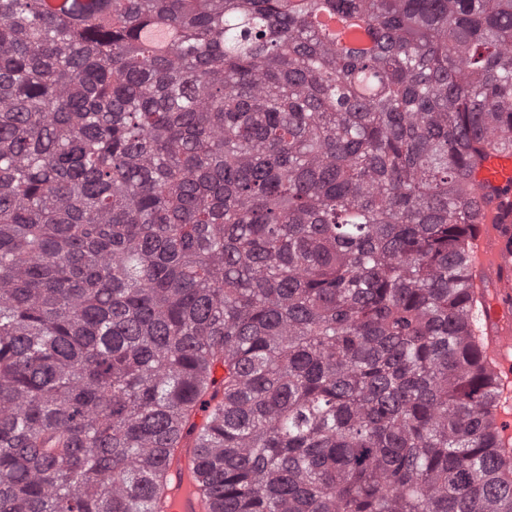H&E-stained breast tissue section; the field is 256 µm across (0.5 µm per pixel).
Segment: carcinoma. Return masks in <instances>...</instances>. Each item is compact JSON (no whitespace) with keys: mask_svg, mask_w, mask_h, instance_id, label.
<instances>
[{"mask_svg":"<svg viewBox=\"0 0 512 512\" xmlns=\"http://www.w3.org/2000/svg\"><path fill=\"white\" fill-rule=\"evenodd\" d=\"M506 149L512 0H0V512H156L185 430L214 512H512ZM471 183L491 198L469 238L466 261L472 271L471 294L479 303L487 370L511 384L512 378V151L492 152L481 162Z\"/></svg>","mask_w":512,"mask_h":512,"instance_id":"obj_1","label":"carcinoma"}]
</instances>
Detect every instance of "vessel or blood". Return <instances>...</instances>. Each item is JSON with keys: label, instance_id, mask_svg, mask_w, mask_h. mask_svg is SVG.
Here are the masks:
<instances>
[{"label": "vessel or blood", "instance_id": "obj_1", "mask_svg": "<svg viewBox=\"0 0 512 512\" xmlns=\"http://www.w3.org/2000/svg\"><path fill=\"white\" fill-rule=\"evenodd\" d=\"M471 183L487 199L466 256L471 294L479 304L486 367L507 382L512 380V151L488 154ZM196 457V449L188 447L166 459V512H210L197 490Z\"/></svg>", "mask_w": 512, "mask_h": 512}]
</instances>
